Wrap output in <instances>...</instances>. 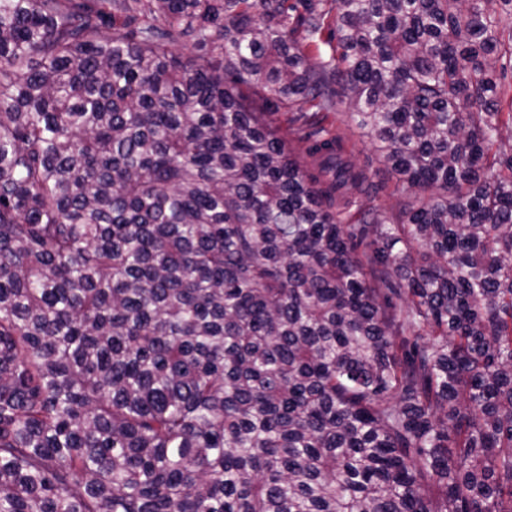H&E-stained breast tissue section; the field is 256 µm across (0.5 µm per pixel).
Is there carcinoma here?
Here are the masks:
<instances>
[{
    "label": "carcinoma",
    "instance_id": "cac0c4a2",
    "mask_svg": "<svg viewBox=\"0 0 512 512\" xmlns=\"http://www.w3.org/2000/svg\"><path fill=\"white\" fill-rule=\"evenodd\" d=\"M510 14L0 0V512H512ZM341 119L348 125V134L351 138V142L354 145V161L361 167H364L372 174V180L375 185L379 188L381 185L389 186L391 181L389 180V174L386 171V166L376 155L367 139H362L359 133L350 120L348 114H342Z\"/></svg>",
    "mask_w": 512,
    "mask_h": 512
}]
</instances>
